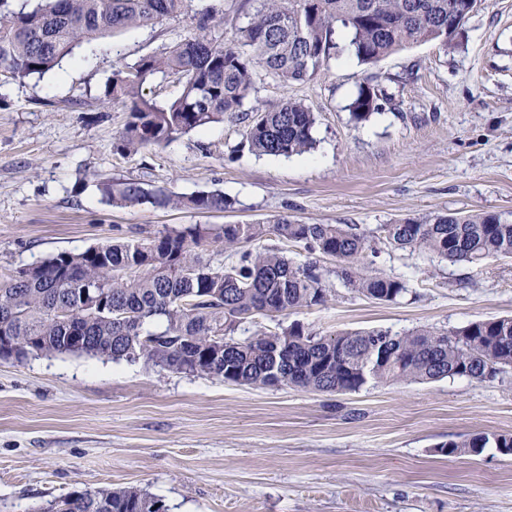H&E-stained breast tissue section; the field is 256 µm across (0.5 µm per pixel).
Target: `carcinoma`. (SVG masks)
I'll return each mask as SVG.
<instances>
[{"label": "carcinoma", "instance_id": "cac0c4a2", "mask_svg": "<svg viewBox=\"0 0 512 512\" xmlns=\"http://www.w3.org/2000/svg\"><path fill=\"white\" fill-rule=\"evenodd\" d=\"M186 0H40L12 8L0 0V74L22 82L70 57L84 41L180 16ZM469 0H235L231 13L209 5L194 16L193 33L159 54L112 72L104 101L128 114L114 151L131 154L226 119L246 124L245 141L262 155L304 154L314 146L316 117L300 101L243 109L264 73L285 84L308 82L336 57L343 34L357 62L420 43L443 50L469 19ZM246 18L237 42L220 25ZM182 83L178 98L159 105L143 94L156 74ZM382 90L368 82L349 105L360 122L380 110ZM114 205L149 202L199 212L230 206L224 194L188 197L148 190L136 181L104 182ZM269 234L336 261V276L363 295L394 302L406 284L369 270L379 245L451 263L512 257V222L489 211L445 213L385 224L375 235L355 224H303L286 216L271 224H188L61 252L0 275V349L33 356L83 355L144 359L187 375L250 386H296L356 392L368 382L492 380L512 367V317L471 322L446 331L387 329L317 336L299 322L243 341L238 327L256 315L279 316L323 305L332 288L313 262L296 263L280 249H257ZM212 246L236 257L231 265L203 257ZM512 455V436L450 442L447 453L478 455L489 442ZM156 498L134 489L73 491L40 512H150Z\"/></svg>", "mask_w": 512, "mask_h": 512}]
</instances>
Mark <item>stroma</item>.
I'll use <instances>...</instances> for the list:
<instances>
[{
    "label": "stroma",
    "instance_id": "stroma-1",
    "mask_svg": "<svg viewBox=\"0 0 512 512\" xmlns=\"http://www.w3.org/2000/svg\"><path fill=\"white\" fill-rule=\"evenodd\" d=\"M191 31L184 14L82 44L24 82L0 79V273L183 224L285 215L374 232L459 211L512 221V0H483L445 51L413 45L366 68L343 50L316 80L258 83L245 109L296 99L314 112L309 153L256 155L229 121L116 153L126 114L100 102L113 69ZM369 75L387 98L358 123L349 105ZM105 180L176 196L217 191L231 206L119 207L99 190ZM316 261L333 276L334 260ZM374 266L406 294L379 302L333 276L328 303L277 322L255 317L235 338L279 322L324 336L512 317V257L453 264L386 248ZM479 434L512 435V369L492 382L340 393L228 384L141 360H0V512L126 487L169 512H512V455L441 450Z\"/></svg>",
    "mask_w": 512,
    "mask_h": 512
}]
</instances>
